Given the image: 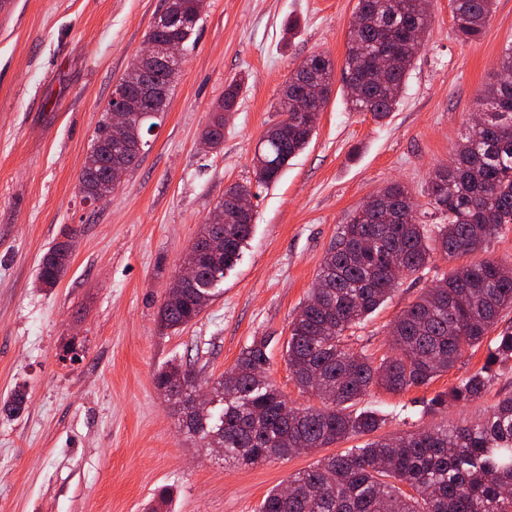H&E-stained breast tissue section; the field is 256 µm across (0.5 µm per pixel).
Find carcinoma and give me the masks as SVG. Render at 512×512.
<instances>
[{"mask_svg":"<svg viewBox=\"0 0 512 512\" xmlns=\"http://www.w3.org/2000/svg\"><path fill=\"white\" fill-rule=\"evenodd\" d=\"M173 17L155 33L190 48L198 22L199 0H164ZM494 0H454L453 21L464 41L480 38ZM357 25L350 28L343 85L355 81L361 95L348 97L350 108L383 119L399 104L421 44L410 38L431 22L430 0H358ZM394 57L387 80L379 83L366 59L386 46ZM299 74L316 73L329 94L333 64L323 54L308 56ZM241 82L224 88L222 110L233 109ZM297 87L280 93L276 111L288 116L273 124L254 157V180L267 186L278 180L289 161L309 144L315 112L292 111ZM487 113L455 150L452 166L429 174L426 191L440 223L417 221L409 191L390 184L355 210L328 247L308 298L292 321L285 356L299 386L319 396L321 406L292 408L265 376L268 340L253 339L228 374L209 385L211 407L198 414L194 403L198 379L170 364L155 378L174 391L182 426L205 448L244 464L273 456L308 453L352 436L372 434L385 423L371 409L355 412L352 403L374 386L391 392L428 384L448 371L466 351L480 344L500 316L512 310V277L499 275L501 261L485 258L463 264L439 279L401 312L392 330L395 353L379 361L348 347V331L364 322L391 298L399 280L416 275L434 262V252L453 259L483 251L505 224H512V79L489 84L476 100ZM153 119L133 122L128 140H146ZM202 139L219 146L224 116L204 130ZM112 164L108 123L102 119L79 176L83 199L110 197L103 180ZM253 221L224 225V247L201 261L188 252L184 261L197 265L195 282L163 299L161 328L178 330L200 314L203 297H215L225 271L239 260ZM398 255L395 264L389 252ZM69 260L52 247L43 256L37 279L46 288L57 284V272ZM512 360V329L501 330L489 346L486 365L462 379L446 394L432 398L425 413L440 411L448 400L468 404L491 389L494 366ZM260 512H512V395L498 400L478 423L457 422L434 430L378 437L362 448L323 457L312 468L266 495Z\"/></svg>","mask_w":512,"mask_h":512,"instance_id":"obj_1","label":"carcinoma"}]
</instances>
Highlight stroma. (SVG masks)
I'll list each match as a JSON object with an SVG mask.
<instances>
[{"instance_id":"35a3bbf8","label":"stroma","mask_w":512,"mask_h":512,"mask_svg":"<svg viewBox=\"0 0 512 512\" xmlns=\"http://www.w3.org/2000/svg\"><path fill=\"white\" fill-rule=\"evenodd\" d=\"M356 0H206L151 146L102 203L83 200L78 177L114 85L141 50L163 0H0V512H259L266 494L317 457L362 447L353 437L285 459L244 465L208 454L155 385L168 364L200 382L220 378L253 338L268 337L267 374L290 405H318L285 362L290 322L330 243L374 192L398 183L419 221L436 218L424 192L471 124L475 100L512 46V0H495L477 41L455 33L453 0H431V23L395 112L382 121L351 110L341 70ZM296 23L286 37L288 23ZM328 56L333 88L310 145L278 182L254 188L253 228L221 293L186 327L160 329L158 308L199 227L226 188L253 180L263 133L280 119V90L310 55ZM244 85L209 149L202 129L235 78ZM74 233L64 277L40 287L43 254ZM454 261L404 278L350 346L390 350L404 307ZM77 356H70L69 347ZM469 349L430 384L381 388L360 407L385 418L382 434L476 422L512 394V361L490 391L426 413L428 401L481 370ZM20 413L4 410L15 389Z\"/></svg>"}]
</instances>
